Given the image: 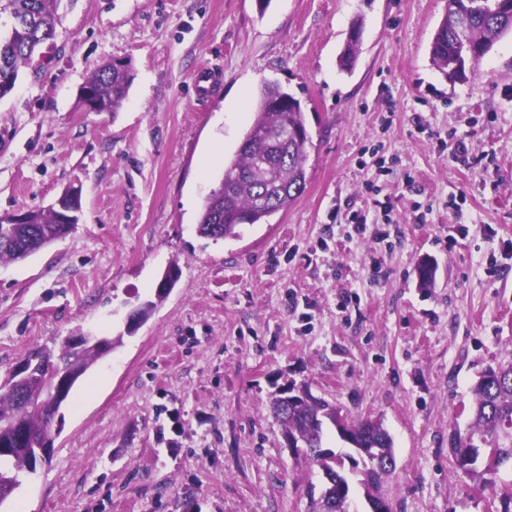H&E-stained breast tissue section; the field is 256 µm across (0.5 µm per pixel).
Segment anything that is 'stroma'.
<instances>
[{
  "label": "stroma",
  "mask_w": 512,
  "mask_h": 512,
  "mask_svg": "<svg viewBox=\"0 0 512 512\" xmlns=\"http://www.w3.org/2000/svg\"><path fill=\"white\" fill-rule=\"evenodd\" d=\"M446 7L62 0L52 44L0 99L11 143L0 214L46 207L70 185L82 210L65 240L0 263V379L67 336L122 343L75 384L51 457L0 512H309L306 488L322 474L269 409L290 379L382 420L393 512H512V467L483 488L452 452L481 372L512 359V34L475 76L448 83L429 56ZM357 19L347 73L337 58ZM112 61L134 75L128 99L85 111L80 85ZM205 66L215 77L200 101ZM267 81L305 112L307 188L217 243L197 231L202 205ZM461 138L474 165L452 157ZM370 181L391 201L389 223L329 226L335 207L372 208ZM173 264L180 277L158 299ZM148 301L151 316L127 334Z\"/></svg>",
  "instance_id": "stroma-1"
}]
</instances>
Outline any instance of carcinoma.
<instances>
[{
	"instance_id": "carcinoma-1",
	"label": "carcinoma",
	"mask_w": 512,
	"mask_h": 512,
	"mask_svg": "<svg viewBox=\"0 0 512 512\" xmlns=\"http://www.w3.org/2000/svg\"><path fill=\"white\" fill-rule=\"evenodd\" d=\"M62 0H0V99L15 88L19 72L31 65L41 47L55 37V19ZM496 0H448L444 18L430 47V60L450 82L465 81L476 74L482 58L504 34L512 33V6L495 11ZM361 31L352 32L339 58L341 69L352 68ZM133 74L121 63H106L92 71L84 84L92 91L101 112L117 111L127 99ZM312 147L301 101L268 83L259 92L254 119L244 139L224 167L218 188L205 198L198 222L201 235L215 242L242 237V226L266 224L269 218L288 207L306 189V161ZM26 224H0V262L24 260L63 235L60 214L51 209L27 211ZM122 337L107 341L104 349L87 344L75 353L69 365L74 380H79L101 357L121 344ZM59 354L47 348L31 350L26 360L39 366L54 365ZM499 373L489 377L481 373L472 387L473 414L470 433L458 438L453 449L459 469L485 488L488 472L472 465L470 451L478 444L499 449L500 465L512 463V435L501 434V427L512 421V360L498 364ZM48 390L42 377L18 381L10 376L0 384V443H11L33 421L18 415L19 395H41ZM305 397L284 402L273 396L270 409L284 430L304 448V458L322 472L320 492L310 486L311 512H349L348 501L336 498V479L343 478L345 460L323 449L328 427L341 419L337 406L312 394L304 387ZM355 436L352 448L364 452L354 460L352 473L361 476L364 487H379L386 460H395L393 439L383 423L366 418L353 419ZM0 506L20 487V476L32 473L36 465L24 448L13 454H0Z\"/></svg>"
}]
</instances>
